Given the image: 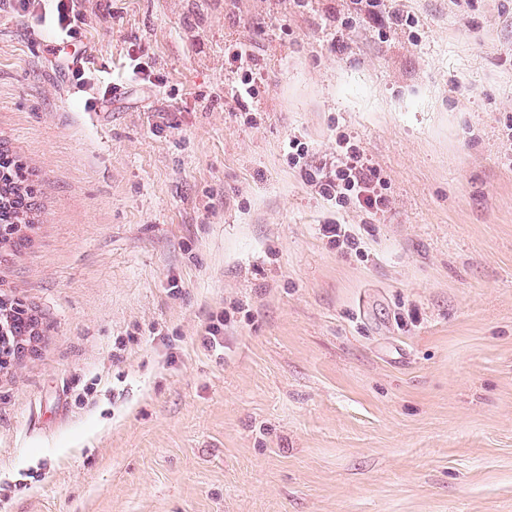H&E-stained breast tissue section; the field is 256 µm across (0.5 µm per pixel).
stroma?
I'll return each mask as SVG.
<instances>
[{
  "instance_id": "obj_1",
  "label": "stroma",
  "mask_w": 512,
  "mask_h": 512,
  "mask_svg": "<svg viewBox=\"0 0 512 512\" xmlns=\"http://www.w3.org/2000/svg\"><path fill=\"white\" fill-rule=\"evenodd\" d=\"M75 6L63 42L0 0V142L43 182L0 256L43 330L0 372V512H512V0H383L416 21L384 36L350 0ZM294 134L357 142L388 208L320 197ZM231 58L238 64L237 69L242 72L238 95L241 98H254L257 89L253 79V51L243 43L237 44L232 53ZM336 219V224H321L320 233L323 237L336 246L337 249L345 250L346 252H355V254L362 255L360 242L356 238L348 224H339ZM217 323H215L214 318L211 319L209 324H207L204 328V345L213 351H217L220 348H223L221 342L224 339V327L230 323L229 317L224 313L216 316Z\"/></svg>"
}]
</instances>
